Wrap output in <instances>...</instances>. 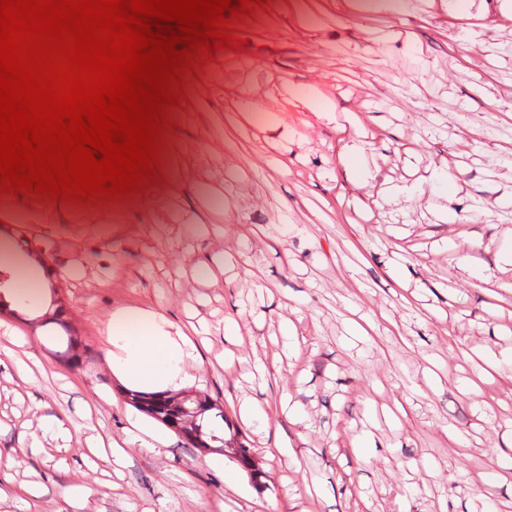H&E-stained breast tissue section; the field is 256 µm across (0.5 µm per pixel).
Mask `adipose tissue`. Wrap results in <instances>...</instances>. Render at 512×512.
I'll list each match as a JSON object with an SVG mask.
<instances>
[{
    "label": "adipose tissue",
    "instance_id": "ef3b65f1",
    "mask_svg": "<svg viewBox=\"0 0 512 512\" xmlns=\"http://www.w3.org/2000/svg\"><path fill=\"white\" fill-rule=\"evenodd\" d=\"M112 326L119 332L112 340L117 349L112 364L131 378L138 390L175 392L193 380L199 364L198 346L184 334H170L162 315L120 310L113 314ZM165 442L163 432L136 418L130 419L124 438L107 441L92 434L86 439L89 456L111 457L118 467L125 465L134 448H155Z\"/></svg>",
    "mask_w": 512,
    "mask_h": 512
}]
</instances>
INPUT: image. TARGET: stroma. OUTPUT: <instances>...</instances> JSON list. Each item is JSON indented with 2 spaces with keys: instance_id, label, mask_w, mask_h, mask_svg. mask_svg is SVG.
Instances as JSON below:
<instances>
[{
  "instance_id": "obj_1",
  "label": "stroma",
  "mask_w": 512,
  "mask_h": 512,
  "mask_svg": "<svg viewBox=\"0 0 512 512\" xmlns=\"http://www.w3.org/2000/svg\"><path fill=\"white\" fill-rule=\"evenodd\" d=\"M466 4L265 0L236 25L250 46L185 76L156 185L104 204L35 194L37 223L0 195V237L67 271L55 298L86 350L61 361L31 306L0 308L28 339L0 358V457L16 459L0 512H221L229 471L239 512H512V269L482 279L512 251V205L496 204L512 196V11ZM230 96L257 105L232 134ZM347 143L363 149L350 168ZM483 202L491 215L459 222ZM121 309L201 338L188 391L217 398L216 429L239 430L265 490L175 432L120 472L84 464L85 437L123 436L135 412L111 365ZM244 396L267 431L241 420ZM58 413L67 447L15 456ZM82 485L77 511L66 493Z\"/></svg>"
}]
</instances>
